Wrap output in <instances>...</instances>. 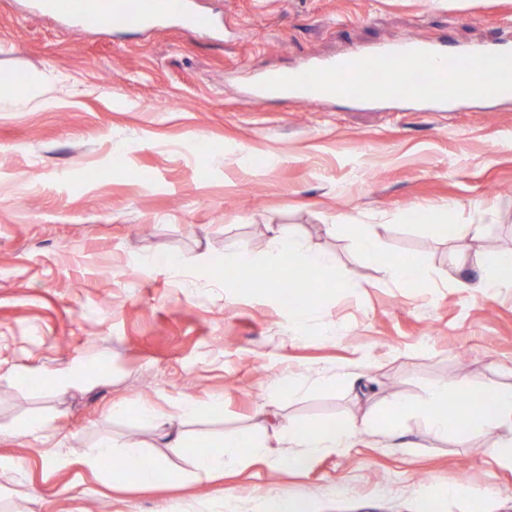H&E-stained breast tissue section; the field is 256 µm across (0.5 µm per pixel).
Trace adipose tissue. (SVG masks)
<instances>
[{"instance_id":"ef3b65f1","label":"adipose tissue","mask_w":512,"mask_h":512,"mask_svg":"<svg viewBox=\"0 0 512 512\" xmlns=\"http://www.w3.org/2000/svg\"><path fill=\"white\" fill-rule=\"evenodd\" d=\"M360 250L367 262L375 265L390 279L410 282L424 276L423 271L411 259L390 261L378 238L361 237ZM286 257L297 260L312 271H321L333 264V258L328 252L307 248L290 231L282 227L274 228L266 261L276 265ZM489 266V272L460 280V288L474 293L511 289L512 251L495 253L489 259ZM452 395L463 400V407L451 413L442 411V404L447 403ZM423 405L429 414V430L434 435L460 438L474 428L497 433L493 456L500 464L512 467L511 385L494 386L475 396L464 390L449 392L447 384L439 383L430 388ZM362 428V422L354 418L331 422L316 420L288 427L272 421L268 424L262 443L257 444L247 436L238 435L194 452L189 451L187 441L180 432L168 430L162 434L164 446L178 455L190 453L189 471L179 473L170 470L163 461L147 459L140 443L128 442L123 444L118 453L124 459L130 460L131 465L113 470L112 478L118 482L131 479L144 485L161 481L173 484L184 481L204 482L257 456L265 458L276 469L303 471L308 468L313 457L350 447Z\"/></svg>"}]
</instances>
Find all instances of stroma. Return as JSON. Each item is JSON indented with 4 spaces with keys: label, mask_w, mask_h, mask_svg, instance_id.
I'll list each match as a JSON object with an SVG mask.
<instances>
[{
    "label": "stroma",
    "mask_w": 512,
    "mask_h": 512,
    "mask_svg": "<svg viewBox=\"0 0 512 512\" xmlns=\"http://www.w3.org/2000/svg\"><path fill=\"white\" fill-rule=\"evenodd\" d=\"M36 3L0 0V90L36 74L64 84L0 112V459L10 463L0 512H85L90 498L99 512H225L228 492L240 512L285 493L312 498L316 512H423L428 494L436 512H472L446 496L459 483L482 491L484 512H512V469L493 461L494 435L434 436L423 411L404 437L379 431L395 401L422 403L432 384H512V290L458 288L486 253L460 256L427 230L480 224L512 248V99L426 112L248 97L262 72L389 41H510L512 0H192L215 35L175 20L78 27ZM272 224L335 258L316 275L301 329L264 262ZM360 230L389 259L415 256L428 287L365 262ZM172 255L191 267L171 272ZM242 255L268 287L234 277ZM90 356L96 371L51 389L49 373ZM213 397L223 415L209 414ZM185 398L198 401L194 416H182ZM119 402L129 409L113 414ZM139 404L201 449L262 439V404L285 426L353 417L367 427L302 473L257 460L213 482L145 486L85 465L86 448L108 438L189 469ZM33 417L49 423L48 439L16 434ZM53 446L69 467L51 466Z\"/></svg>",
    "instance_id": "35a3bbf8"
}]
</instances>
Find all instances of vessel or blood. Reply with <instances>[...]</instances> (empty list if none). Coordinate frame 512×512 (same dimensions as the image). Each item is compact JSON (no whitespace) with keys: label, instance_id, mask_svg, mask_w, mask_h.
I'll list each match as a JSON object with an SVG mask.
<instances>
[{"label":"vessel or blood","instance_id":"1","mask_svg":"<svg viewBox=\"0 0 512 512\" xmlns=\"http://www.w3.org/2000/svg\"><path fill=\"white\" fill-rule=\"evenodd\" d=\"M49 10L64 18L105 21L128 28L184 18L189 30L207 33L214 18L187 12L185 0H46ZM254 97L297 98L309 105L336 96L360 104L377 99L411 100L430 111L447 108L477 95L512 98V43L479 45L451 51L430 42L407 39L380 46L372 53H352L323 60L292 72L260 75Z\"/></svg>","mask_w":512,"mask_h":512}]
</instances>
